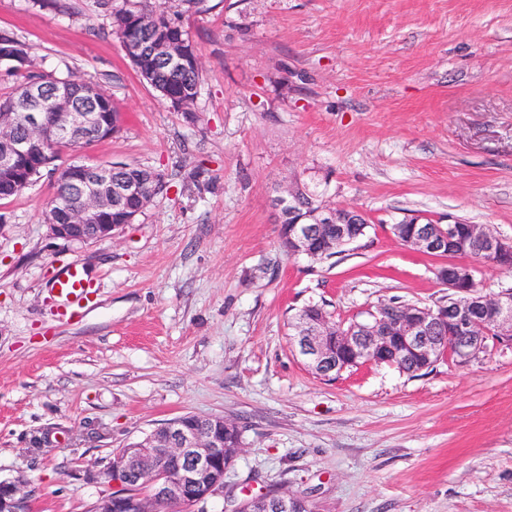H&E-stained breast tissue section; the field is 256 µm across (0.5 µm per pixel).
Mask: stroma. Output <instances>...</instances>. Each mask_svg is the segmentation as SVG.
<instances>
[{
  "instance_id": "35a3bbf8",
  "label": "stroma",
  "mask_w": 512,
  "mask_h": 512,
  "mask_svg": "<svg viewBox=\"0 0 512 512\" xmlns=\"http://www.w3.org/2000/svg\"><path fill=\"white\" fill-rule=\"evenodd\" d=\"M65 5L0 0L35 70L98 84L124 115L59 165L170 181L87 244L48 233L53 173L0 201V479L32 512H92L118 448L192 413L242 428L207 512L268 491L314 512H512V349L330 380L289 325L310 303L347 322L445 300L439 259L394 237L404 218L512 238V0H205L181 17L202 69L190 113L139 78L107 9ZM294 189L361 211L366 235L326 261L285 256ZM72 264L94 294L70 315L54 284Z\"/></svg>"
}]
</instances>
